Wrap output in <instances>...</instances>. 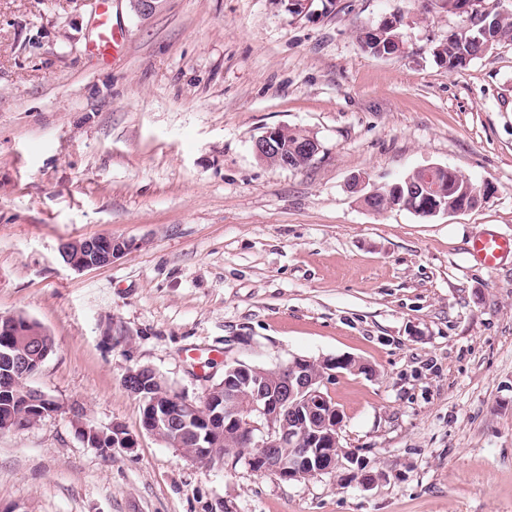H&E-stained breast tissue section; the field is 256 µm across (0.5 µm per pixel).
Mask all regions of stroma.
Instances as JSON below:
<instances>
[{
    "label": "stroma",
    "mask_w": 512,
    "mask_h": 512,
    "mask_svg": "<svg viewBox=\"0 0 512 512\" xmlns=\"http://www.w3.org/2000/svg\"><path fill=\"white\" fill-rule=\"evenodd\" d=\"M398 14L404 51L361 50ZM0 0V314L54 339L28 385L57 411L0 432V512H512V42L455 69L435 45L464 28L435 0ZM285 126L314 136L305 168L260 161ZM431 166L490 186L473 208L373 212L363 191ZM365 178L356 189L357 178ZM109 234L112 264L66 267L62 242ZM351 356L327 390L343 448L385 477L283 481L236 454L209 467L145 431L128 369L191 400L225 358L272 367ZM82 423H120L102 452ZM110 0H98L99 10L98 16V34L97 39L92 43L89 51L98 57H106L109 51L114 50L115 36L112 30ZM473 250L484 266L493 267L504 256L512 254V238L484 235L474 242ZM87 426L78 425L76 423L75 429L84 434V440L87 441L91 437L93 443L97 444L100 439H104L105 437L112 438L106 439L105 441H101L98 446L94 445L96 448H101L104 451H110L112 448H123L126 450H132L133 442L136 440L130 433L123 434L122 432L126 429L119 423H112V426L109 428V431H112V434H108L107 431H99ZM89 429H93L90 431Z\"/></svg>",
    "instance_id": "stroma-1"
}]
</instances>
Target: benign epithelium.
Wrapping results in <instances>:
<instances>
[{
    "mask_svg": "<svg viewBox=\"0 0 512 512\" xmlns=\"http://www.w3.org/2000/svg\"><path fill=\"white\" fill-rule=\"evenodd\" d=\"M284 127L268 129L254 143L256 156L267 163L284 168H303L309 165L319 152L320 146L313 137L301 141L292 153L282 149ZM448 171L445 166L421 170L417 185L403 194L396 185L394 200L390 206H400L416 215L433 217L470 208L471 198H483L490 193L487 186L477 188L472 196L459 200L454 208H448V196L443 191L439 177ZM83 247L85 255L68 264L73 270L105 267L132 248L129 241H116L110 235H97L66 241L60 245L59 254L65 256L69 247ZM39 361H31L24 355H15L13 363L23 375L28 376L38 362L49 355L36 340L31 345ZM366 372L369 367L354 358L332 357L312 359L294 357L272 369L233 359L224 362V384L209 388L203 402L197 403L182 396L174 405L164 408L162 419L176 416L180 419L197 420L202 411L213 416H225L224 440L238 448H258L260 452L247 459L248 465L261 473H274L284 481H301L314 475L337 468H346L355 475L361 486L369 489L381 478L379 472L369 471L365 459L355 452L340 447V429L343 416L331 406L329 395L324 391L328 380L336 374ZM224 390V411L215 409L211 397ZM76 430L84 434V440L98 443L112 439V447L132 449L135 438L124 433V427L114 423L110 432L89 430L82 425Z\"/></svg>",
    "mask_w": 512,
    "mask_h": 512,
    "instance_id": "1",
    "label": "benign epithelium"
}]
</instances>
